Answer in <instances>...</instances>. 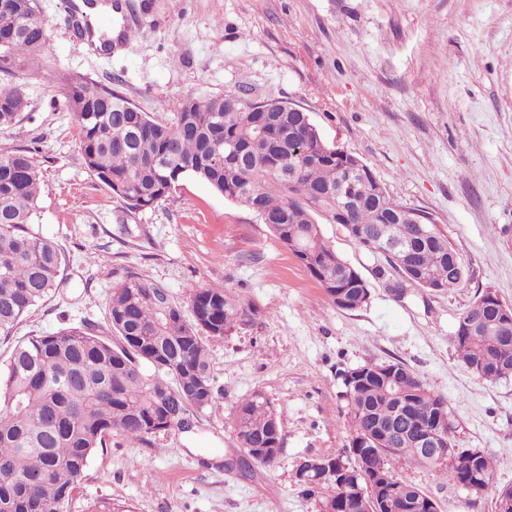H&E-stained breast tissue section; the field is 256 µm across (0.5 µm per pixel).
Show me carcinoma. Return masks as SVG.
Returning <instances> with one entry per match:
<instances>
[{
  "label": "carcinoma",
  "mask_w": 512,
  "mask_h": 512,
  "mask_svg": "<svg viewBox=\"0 0 512 512\" xmlns=\"http://www.w3.org/2000/svg\"><path fill=\"white\" fill-rule=\"evenodd\" d=\"M46 41L36 0H0L3 56H35ZM47 81L75 117L86 168L130 208H151L193 177L255 213L340 310L368 305L371 290L323 237L322 224L339 225L370 253L380 252L379 237L406 244L378 270L395 273L398 298L408 287L450 291L469 279L435 224H415L416 209L391 199L367 164L327 144L308 113L288 111L283 100L187 97L169 122L129 110L118 90L52 74ZM26 107L23 84L0 87V127L15 124ZM41 181L31 149L0 153V340L63 283L61 249L31 227ZM342 181L358 201L348 215L336 198ZM190 305L187 320L167 288L129 273L112 288L108 334L82 320L16 342L0 370V512H65L93 453L114 433L143 442L163 421L192 428L191 413L214 398L207 339L231 334L256 310L214 285L196 289ZM497 306L496 293H478L455 330L461 362L486 382L512 376V324L500 322ZM341 381L346 451L305 457L295 471L317 512H362L367 503L394 512V498L438 512L430 496L397 475L402 463L432 469L456 487H488L490 456L457 445L448 400L406 364L365 363L342 371ZM230 422L239 454L226 467L245 474L276 460L282 429L262 393L243 399ZM424 425L441 434L446 457L419 452Z\"/></svg>",
  "instance_id": "obj_1"
}]
</instances>
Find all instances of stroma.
Returning <instances> with one entry per match:
<instances>
[{"label":"stroma","instance_id":"obj_1","mask_svg":"<svg viewBox=\"0 0 512 512\" xmlns=\"http://www.w3.org/2000/svg\"><path fill=\"white\" fill-rule=\"evenodd\" d=\"M113 27L129 42L74 47L63 0H37L42 52L5 61L0 85L21 82L28 106L0 129V152L34 148L43 172L32 227L64 256L63 286L14 337L89 319L106 328L108 298L126 272L189 307L221 285L252 304L254 322L209 340L215 397L191 431L133 443L113 436L93 454L66 512L99 499L132 512H316L295 484L297 462L350 441L340 374L400 360L454 412L457 444L494 460L479 507L466 491L413 464L397 473L440 512H495L512 486V378H475L459 361L460 312L486 288L512 305V0H122ZM119 90L169 121L186 97H275L308 112L324 140L366 163L396 202L421 210L468 268L451 292L409 288L376 274L386 261L335 224L322 232L368 282L369 304L333 306L318 283L245 207L183 179L168 198L130 209L85 167L78 129L53 102L48 74ZM260 392L283 430L276 461L250 477L226 470L237 452L230 416Z\"/></svg>","mask_w":512,"mask_h":512}]
</instances>
